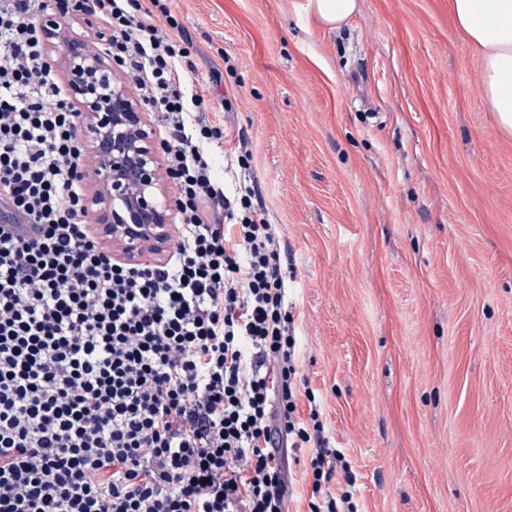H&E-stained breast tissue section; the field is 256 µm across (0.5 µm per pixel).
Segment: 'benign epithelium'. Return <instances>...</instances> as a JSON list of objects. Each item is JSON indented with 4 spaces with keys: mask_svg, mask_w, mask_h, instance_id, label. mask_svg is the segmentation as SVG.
Listing matches in <instances>:
<instances>
[{
    "mask_svg": "<svg viewBox=\"0 0 512 512\" xmlns=\"http://www.w3.org/2000/svg\"><path fill=\"white\" fill-rule=\"evenodd\" d=\"M70 97L84 115L81 129L96 189L86 212L99 217L115 258L147 262L171 237L160 171V148L142 106L114 78L100 43L73 38L63 49Z\"/></svg>",
    "mask_w": 512,
    "mask_h": 512,
    "instance_id": "obj_1",
    "label": "benign epithelium"
}]
</instances>
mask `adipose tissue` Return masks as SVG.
<instances>
[{"instance_id":"ef3b65f1","label":"adipose tissue","mask_w":512,"mask_h":512,"mask_svg":"<svg viewBox=\"0 0 512 512\" xmlns=\"http://www.w3.org/2000/svg\"><path fill=\"white\" fill-rule=\"evenodd\" d=\"M480 61L482 96L500 131L512 135V0H448Z\"/></svg>"}]
</instances>
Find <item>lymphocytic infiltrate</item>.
I'll return each mask as SVG.
<instances>
[{
  "instance_id": "obj_1",
  "label": "lymphocytic infiltrate",
  "mask_w": 512,
  "mask_h": 512,
  "mask_svg": "<svg viewBox=\"0 0 512 512\" xmlns=\"http://www.w3.org/2000/svg\"><path fill=\"white\" fill-rule=\"evenodd\" d=\"M85 2L0 0V512H288L301 497L357 512L299 373L283 240L249 153L230 186L214 179L222 132L187 89V37L142 0L95 3L106 52L159 114L172 253L121 263L85 224L80 114L47 50L67 30L40 24Z\"/></svg>"
}]
</instances>
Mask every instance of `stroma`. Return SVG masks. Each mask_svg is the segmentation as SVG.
I'll return each instance as SVG.
<instances>
[{"label": "stroma", "instance_id": "1", "mask_svg": "<svg viewBox=\"0 0 512 512\" xmlns=\"http://www.w3.org/2000/svg\"><path fill=\"white\" fill-rule=\"evenodd\" d=\"M250 141L358 512H512V136L448 0H162ZM358 0H308L307 11L332 30L339 29L357 10Z\"/></svg>", "mask_w": 512, "mask_h": 512}]
</instances>
